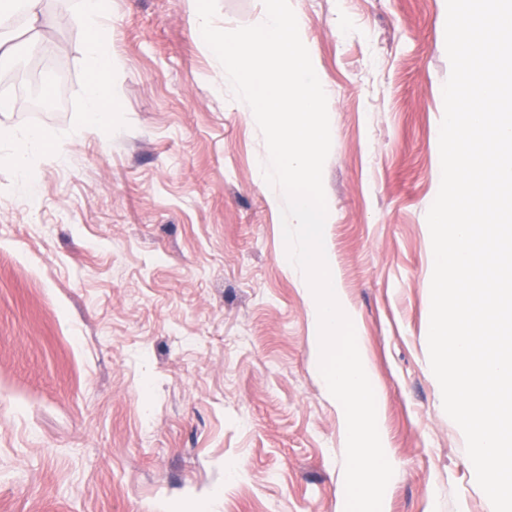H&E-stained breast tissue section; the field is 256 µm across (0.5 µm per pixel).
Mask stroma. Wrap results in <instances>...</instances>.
<instances>
[{
    "mask_svg": "<svg viewBox=\"0 0 512 512\" xmlns=\"http://www.w3.org/2000/svg\"><path fill=\"white\" fill-rule=\"evenodd\" d=\"M79 2L46 0L52 26L18 23L0 60L52 47L64 85L40 92L66 98L0 116L64 140L26 190L0 145V512H344L346 423L257 124L193 38L188 0H112L111 122L72 139ZM292 5L331 88L324 240L393 454L384 510L492 512L429 363L446 0ZM263 12L217 0L215 22Z\"/></svg>",
    "mask_w": 512,
    "mask_h": 512,
    "instance_id": "35a3bbf8",
    "label": "stroma"
}]
</instances>
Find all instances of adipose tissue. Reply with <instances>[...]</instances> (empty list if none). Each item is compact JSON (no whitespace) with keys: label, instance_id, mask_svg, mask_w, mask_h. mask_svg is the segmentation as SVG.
Listing matches in <instances>:
<instances>
[{"label":"adipose tissue","instance_id":"adipose-tissue-1","mask_svg":"<svg viewBox=\"0 0 512 512\" xmlns=\"http://www.w3.org/2000/svg\"><path fill=\"white\" fill-rule=\"evenodd\" d=\"M110 13V0H81L80 20L89 31L90 39L85 53V67L91 80L86 86V107L82 116L81 132L85 135L100 133L106 126L108 114L104 103L102 79L121 66L112 48V34L106 20ZM0 141L14 146L13 162L21 188H28L33 155L53 154L62 157L54 132L47 128H31L17 132L12 126L0 125Z\"/></svg>","mask_w":512,"mask_h":512}]
</instances>
